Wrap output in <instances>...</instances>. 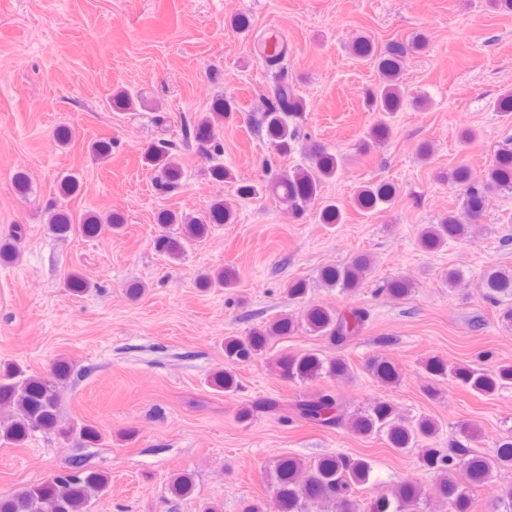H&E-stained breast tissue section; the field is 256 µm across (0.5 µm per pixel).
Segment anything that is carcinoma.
Instances as JSON below:
<instances>
[{
  "label": "carcinoma",
  "instance_id": "cac0c4a2",
  "mask_svg": "<svg viewBox=\"0 0 512 512\" xmlns=\"http://www.w3.org/2000/svg\"><path fill=\"white\" fill-rule=\"evenodd\" d=\"M421 45L420 36L405 42L390 41L380 49L366 36L354 40L353 55L372 61L378 73V83L369 88L366 94L367 111L385 115L403 107L406 95L400 85L402 63ZM263 57L267 66L274 70L272 93L275 103L263 109L256 125L259 131L265 133L272 153L282 156L291 151V144L300 137V128L290 124L289 118L302 117L303 112L307 111V103L288 78L283 76L287 70L286 45H281L277 53H265ZM237 111L239 105L235 98H220L214 103L210 114L181 128L184 141H194L201 152L216 160L211 167L212 177L226 182L236 181V176L231 169L218 162L224 153L220 132L224 121ZM388 134L386 123L378 120L363 141L362 150L367 151L381 143ZM173 150V141L161 139L142 153L143 164L158 172L156 187L163 193L177 189L183 176ZM310 160L308 166L280 173L261 185L241 183L237 186V195L253 197L262 192L288 203L296 215L301 216L320 196L323 183L336 176L341 167L337 155L319 145L310 147ZM444 179L460 188L462 211L450 210L439 223L427 224L420 230L419 242L427 250L439 249L450 240L466 237L471 232L472 224L483 217L492 197L512 194V147L501 149L483 171L477 172L461 164L448 171ZM397 194V187L390 182L367 183L357 190L352 205L362 211H373L392 203ZM159 219L163 225L183 226V237L162 234L154 241L158 251L177 259L184 253L187 244L206 237L211 225L232 223L235 210L231 201L219 199L199 216L183 218L175 212L163 211ZM49 222L62 234L71 231L76 223L83 236L95 238L102 233L103 226L116 229L123 220L119 215L112 214L104 223L96 215L76 221L69 213L59 210L51 214ZM371 266L370 256L359 254L342 266L324 268L321 280L328 287H339L352 293ZM236 282V270L226 267L203 276L199 285L202 288H232ZM480 283L483 296L490 301L512 295L511 271L489 268L480 276ZM308 291V283L303 280L288 285V296L305 302L301 321L291 316H281L265 326L252 329L245 340L228 336L224 339V358L230 363L249 362L266 348L271 339L291 334L300 325L305 326L310 334L324 337L334 345L345 344L362 332L367 322L364 310L349 308L337 311L310 303L306 301ZM277 366L285 378L303 383L350 375V367L345 359L322 357L317 353L283 355L277 360ZM367 369L384 386L395 385L401 379L397 368L381 357L369 359ZM425 369L435 378L449 377L483 397L512 387V363L488 368L450 366L443 359L431 358L426 362ZM71 373L70 365L64 360L54 365L49 378L28 375L14 362H1L0 407L9 409V415L0 422V442L21 446L30 436L41 432L72 439L82 448L98 444L101 433L95 427H66L60 420L59 384ZM210 384L226 394L236 392L239 387L235 373L229 369L214 372ZM293 411L300 418L324 428L343 425L338 399L330 393L316 391L298 400L293 405ZM350 428L364 437L383 436L388 445L398 451L421 449L424 466L438 475L433 494L442 501L448 512H473L474 501L469 487L485 481L495 469L512 467V439L503 441L492 458L475 454L460 441L453 442L444 450L430 448L428 444L437 434V423L429 417L408 421L395 406L384 400L354 417ZM372 472L371 463L362 457L337 454L323 457L313 464L296 457H283L267 473L272 488L270 499L249 502L244 505L243 512H321V508L327 504L332 505L335 512H360L356 493L370 483ZM108 486L109 478L105 472L89 469L83 458L73 456L66 471L44 482L1 495L0 512H90L93 499L103 494ZM193 490L194 478L189 472L175 474L169 482V491L177 498L186 497ZM422 497L423 490L418 484L405 481L391 490L377 491L369 512H418Z\"/></svg>",
  "mask_w": 512,
  "mask_h": 512
}]
</instances>
